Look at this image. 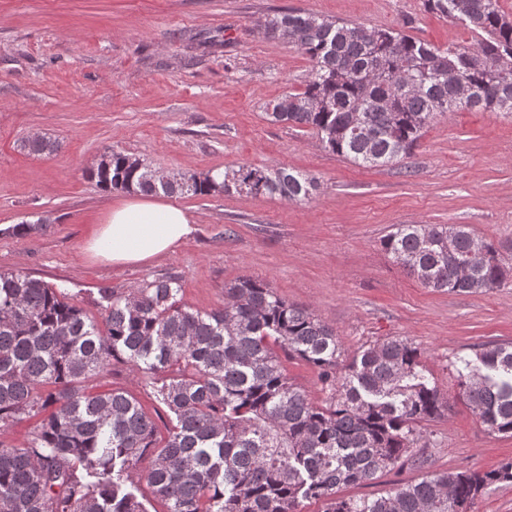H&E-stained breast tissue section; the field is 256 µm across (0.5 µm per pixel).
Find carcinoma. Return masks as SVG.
Here are the masks:
<instances>
[{
    "label": "carcinoma",
    "instance_id": "obj_1",
    "mask_svg": "<svg viewBox=\"0 0 512 512\" xmlns=\"http://www.w3.org/2000/svg\"><path fill=\"white\" fill-rule=\"evenodd\" d=\"M467 25L471 47H436L390 28L284 11L264 33L313 63L305 89L267 107L268 120L309 127L331 152L382 167L410 155L423 129L460 110L512 115V18L499 0H424ZM50 156L49 138L26 143ZM107 189L167 195L246 193L309 198L315 180L286 168L242 165L164 180L111 149L88 170ZM382 247L424 287L476 293L512 282L504 246L464 224H397ZM177 278L129 295L100 289L106 315L89 317L53 284L0 272V429L36 419L30 440L0 439V512H473L483 490L512 482V458L490 471L442 473L373 500L336 497L371 484L408 457L417 425L447 399L417 348L388 338L363 348L344 377L333 328L269 283L242 278L209 312L180 303ZM319 371L316 405L290 383L272 345ZM119 362L148 375L171 413L159 429L121 389L95 390ZM459 396L494 433L512 435V345H485L458 372ZM149 466L140 471L143 459Z\"/></svg>",
    "mask_w": 512,
    "mask_h": 512
}]
</instances>
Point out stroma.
I'll return each instance as SVG.
<instances>
[{
	"mask_svg": "<svg viewBox=\"0 0 512 512\" xmlns=\"http://www.w3.org/2000/svg\"><path fill=\"white\" fill-rule=\"evenodd\" d=\"M392 28L438 47L471 46L464 25L424 0H0V271H23L102 320L99 291L131 293L167 277L186 307L208 311L250 277L333 327L345 375L365 345L407 339L448 400L421 422L414 458L340 498H375L435 473L490 471L512 458L459 395L457 370L482 344L512 343V284L448 294L425 288L381 241L396 224H465L512 243V116L450 112L410 157L363 167L326 150L315 131L267 120L265 106L303 91L312 62L268 38L280 11ZM56 138L37 156L30 135ZM117 149L165 173L218 174L238 165L287 168L317 182L305 201L246 194L176 201L195 233L145 264L92 261L83 245L124 192L86 169ZM39 222L26 236L21 222ZM100 389L135 396L156 422L166 409L146 377L117 364Z\"/></svg>",
	"mask_w": 512,
	"mask_h": 512,
	"instance_id": "35a3bbf8",
	"label": "stroma"
}]
</instances>
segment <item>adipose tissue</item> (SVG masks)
Segmentation results:
<instances>
[{
    "label": "adipose tissue",
    "mask_w": 512,
    "mask_h": 512,
    "mask_svg": "<svg viewBox=\"0 0 512 512\" xmlns=\"http://www.w3.org/2000/svg\"><path fill=\"white\" fill-rule=\"evenodd\" d=\"M194 231L183 207L136 196L112 207L85 251L94 260L114 265L144 264L173 252Z\"/></svg>",
    "instance_id": "obj_1"
}]
</instances>
